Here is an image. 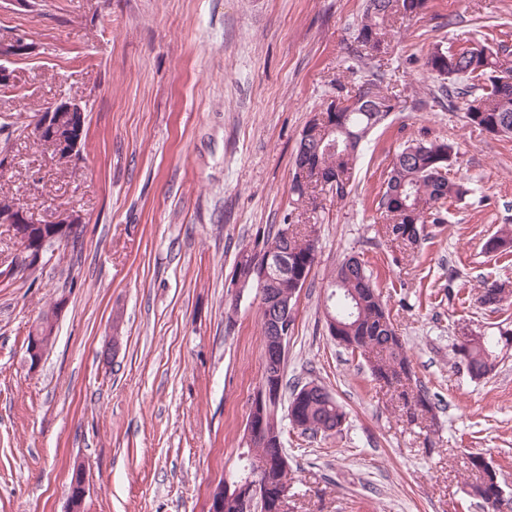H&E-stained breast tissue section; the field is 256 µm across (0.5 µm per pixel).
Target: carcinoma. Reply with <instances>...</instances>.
<instances>
[{"label":"carcinoma","mask_w":512,"mask_h":512,"mask_svg":"<svg viewBox=\"0 0 512 512\" xmlns=\"http://www.w3.org/2000/svg\"><path fill=\"white\" fill-rule=\"evenodd\" d=\"M398 2L368 0L355 37V59L372 58V53L367 51L366 44L361 41V35L368 32L374 36L375 42H383L385 21L400 14ZM439 49L448 57V73L444 77L434 73L433 68L435 54ZM426 65L439 81L441 97L463 100L467 113L477 110L475 104L479 102L489 122L505 124L512 131V92L499 97L480 82L484 75L497 71L512 77V47L506 42L491 45L482 40L468 39L461 45L432 43L426 50ZM336 127H342L344 131L336 132L332 138L341 143L348 135L355 138L352 152L342 157L322 152L305 160L301 159V153H296L291 183L293 193L303 196L298 169L305 163L308 164L310 179L315 177L317 170L325 173L336 170L345 176V183L336 184V197L342 198L351 192L352 168L359 146L375 128V122L371 120L370 113L356 109L336 116ZM445 153L457 155L452 145L436 140H419L405 145L396 154L377 194L376 210L385 221L391 219V213L397 209L398 193L407 205L421 206L428 211V219H420L416 223L405 216H399L398 230L402 244L406 246L417 247L422 239L424 225L443 223L448 202L460 200L469 192V188L460 181H438L432 177L433 161ZM315 232V225L309 224L304 233L296 235L291 241H284L279 236V230L270 226L256 237L254 248L288 252V261L308 278L318 262V246L311 240V234ZM351 261V257L344 259L342 267L332 271L327 283V291L338 293V297L330 302V307L349 326L347 335L353 337L350 352L370 361L371 373L377 381L389 387L401 388L399 397L407 421H417L416 412L420 408L427 414H433V406L426 395L407 387V382L412 379L410 362L371 275L360 276L361 264L353 266ZM496 355V342L491 337L472 343L465 361L468 373L475 379L485 377L495 369ZM286 402L295 403L294 416L299 422L307 424L301 433L315 438L341 431L346 413L322 384L317 382L309 390L304 384L297 385L290 391L288 380L285 379L282 381L281 399L272 400L264 413L265 429L273 438L284 440V424L279 410ZM470 465L482 473L479 482L471 486V495L487 506L491 499L499 495L500 485L496 474L479 455L470 457Z\"/></svg>","instance_id":"carcinoma-1"}]
</instances>
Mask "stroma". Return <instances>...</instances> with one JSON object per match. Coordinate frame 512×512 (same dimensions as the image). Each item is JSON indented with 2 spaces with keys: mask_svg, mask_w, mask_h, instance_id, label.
<instances>
[{
  "mask_svg": "<svg viewBox=\"0 0 512 512\" xmlns=\"http://www.w3.org/2000/svg\"><path fill=\"white\" fill-rule=\"evenodd\" d=\"M366 0H0V38L33 50L0 89V123L34 121L65 98L87 106L86 139L59 164L33 135L0 131L8 163L0 199L35 222L80 214L77 243L49 248L18 272L20 246L0 224V512H66L75 462L88 467L84 512H206L244 452L263 374L254 293L228 285L257 228L287 214L320 224L318 266L301 291L289 381L325 384L347 417L310 439L288 430V512H481L470 494L478 453L512 512V348L475 380L456 365L458 330L512 329V136L491 137L434 93L424 45L483 33L512 45V0H428L385 23L381 53L353 64ZM383 77L400 102L368 136L344 198L290 192L301 132L327 100ZM457 149L471 192L425 227L415 249L384 233L373 204L405 141ZM359 257L434 405L408 423L399 391L328 333L323 289L344 256ZM55 312L36 370L27 337ZM119 350L104 358L111 341Z\"/></svg>",
  "mask_w": 512,
  "mask_h": 512,
  "instance_id": "stroma-1",
  "label": "stroma"
}]
</instances>
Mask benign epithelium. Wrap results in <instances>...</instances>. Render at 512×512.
Segmentation results:
<instances>
[{"instance_id": "benign-epithelium-1", "label": "benign epithelium", "mask_w": 512, "mask_h": 512, "mask_svg": "<svg viewBox=\"0 0 512 512\" xmlns=\"http://www.w3.org/2000/svg\"><path fill=\"white\" fill-rule=\"evenodd\" d=\"M31 44L24 34H15L0 40V84L7 85L12 80L9 64L28 55ZM367 103L374 112L397 110L395 103L381 101L373 96L371 85L365 83L361 90L348 99H330L323 105L322 111L311 120L314 129L324 137L336 132V113L349 112ZM84 129V110L76 101L60 102L47 108L37 134L48 138L55 156L63 162H69L77 156ZM0 222L12 225L21 254L35 263L40 261L42 251L49 241H64L83 218L78 214L67 213L54 224H31L28 210L22 204H15L11 211L0 216ZM239 262L249 265V276L244 277L240 269H235V278L230 283L231 294L235 300L243 297L248 285L256 286L257 298L265 315L267 344L263 350V377L256 390L251 406L257 412L272 398L278 396V375L284 368L288 353V343L295 323V307L283 305L268 288L270 278L288 273V254L284 252L243 249ZM49 332L38 326L31 331L27 340L26 353L29 369L38 368L47 351ZM244 444L263 447L274 441L264 427L248 423L244 432ZM288 467V457L280 452L272 460L249 457L248 473L235 479L225 478L221 489L212 493L209 512H224L225 503L232 501L234 512H287L288 486L278 489L274 497H269V483L263 481L264 472L276 468Z\"/></svg>"}]
</instances>
